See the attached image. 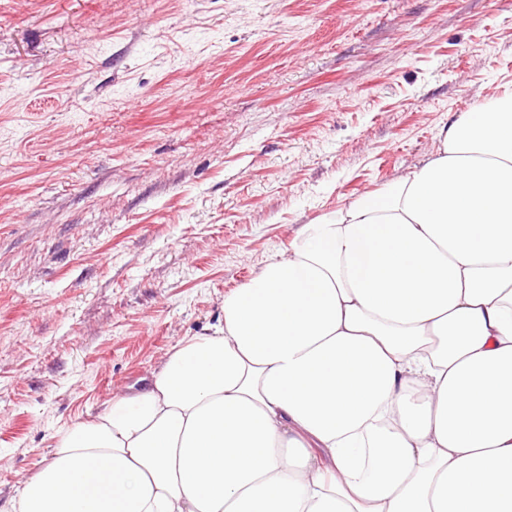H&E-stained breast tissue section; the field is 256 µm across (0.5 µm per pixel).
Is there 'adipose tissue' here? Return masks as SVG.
Masks as SVG:
<instances>
[{
	"label": "adipose tissue",
	"instance_id": "1",
	"mask_svg": "<svg viewBox=\"0 0 512 512\" xmlns=\"http://www.w3.org/2000/svg\"><path fill=\"white\" fill-rule=\"evenodd\" d=\"M303 225L13 512H512V96Z\"/></svg>",
	"mask_w": 512,
	"mask_h": 512
}]
</instances>
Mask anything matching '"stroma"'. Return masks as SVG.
I'll return each mask as SVG.
<instances>
[{
  "label": "stroma",
  "mask_w": 512,
  "mask_h": 512,
  "mask_svg": "<svg viewBox=\"0 0 512 512\" xmlns=\"http://www.w3.org/2000/svg\"><path fill=\"white\" fill-rule=\"evenodd\" d=\"M512 94V0H0V512L302 225Z\"/></svg>",
  "instance_id": "stroma-1"
}]
</instances>
